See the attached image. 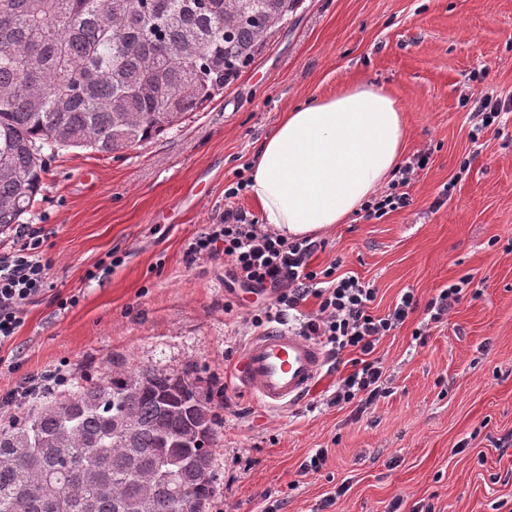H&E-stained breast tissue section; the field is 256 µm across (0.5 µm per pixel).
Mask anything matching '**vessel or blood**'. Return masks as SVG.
Here are the masks:
<instances>
[{
  "label": "vessel or blood",
  "mask_w": 512,
  "mask_h": 512,
  "mask_svg": "<svg viewBox=\"0 0 512 512\" xmlns=\"http://www.w3.org/2000/svg\"><path fill=\"white\" fill-rule=\"evenodd\" d=\"M321 347L292 329L274 327L253 336L238 365L240 387L266 407H291L317 384Z\"/></svg>",
  "instance_id": "obj_1"
}]
</instances>
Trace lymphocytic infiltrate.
<instances>
[{"label":"lymphocytic infiltrate","mask_w":512,"mask_h":512,"mask_svg":"<svg viewBox=\"0 0 512 512\" xmlns=\"http://www.w3.org/2000/svg\"><path fill=\"white\" fill-rule=\"evenodd\" d=\"M427 163V156L420 154L400 166L386 190L365 205L366 218L379 219L406 207L407 189ZM13 231L18 247L0 251V344L15 336L26 307L49 287L41 228L17 224ZM317 248V242L310 238H288L269 225L247 219L241 211L228 209L223 223L208 225L189 242L187 255L196 260L223 252L247 284L272 290L271 302L251 316L253 327L283 322L285 315L298 310L307 298L317 299V310L299 322L300 335L319 343L332 365H340L347 356L353 366L339 378L327 405L339 411L351 408L363 412L388 393L386 370L374 355L377 343L420 309L430 322H442L459 303L462 289L455 284L438 289L423 305L409 290L393 309L379 316L372 307L377 295L373 284L347 272L339 273L334 263L321 270L311 267Z\"/></svg>","instance_id":"obj_1"}]
</instances>
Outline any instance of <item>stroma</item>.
<instances>
[{
	"mask_svg": "<svg viewBox=\"0 0 512 512\" xmlns=\"http://www.w3.org/2000/svg\"><path fill=\"white\" fill-rule=\"evenodd\" d=\"M355 82L396 98L405 158L429 163L408 207L320 234L312 267L337 261L374 281L379 315L408 290L423 303L463 279L471 291L423 340L418 313L380 340L391 394L364 413L326 405L344 366L325 367L294 407L268 410L234 376L254 334L244 318L271 291L233 283L223 255L192 262L186 248L226 206L261 219L248 191L228 200L225 189L249 177L284 112ZM485 94L512 97V0H300L255 63L178 127L112 155L56 150L23 218L42 229L51 290L0 346V397L59 366L73 383L120 367L187 370L226 394L208 512H264L270 499L282 512H512V450L497 446L512 432V114L474 133ZM71 295L78 303L59 308ZM320 448L324 467L301 474Z\"/></svg>",
	"mask_w": 512,
	"mask_h": 512,
	"instance_id": "obj_1",
	"label": "stroma"
}]
</instances>
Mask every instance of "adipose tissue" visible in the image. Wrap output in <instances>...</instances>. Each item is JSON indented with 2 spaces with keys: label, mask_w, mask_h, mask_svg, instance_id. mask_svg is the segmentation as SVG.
Here are the masks:
<instances>
[{
  "label": "adipose tissue",
  "mask_w": 512,
  "mask_h": 512,
  "mask_svg": "<svg viewBox=\"0 0 512 512\" xmlns=\"http://www.w3.org/2000/svg\"><path fill=\"white\" fill-rule=\"evenodd\" d=\"M406 139L396 99L382 87L351 83L284 113L255 153L248 190L281 234L328 231L393 179Z\"/></svg>",
  "instance_id": "obj_1"
}]
</instances>
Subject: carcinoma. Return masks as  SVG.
I'll return each mask as SVG.
<instances>
[{
    "label": "carcinoma",
    "instance_id": "cac0c4a2",
    "mask_svg": "<svg viewBox=\"0 0 512 512\" xmlns=\"http://www.w3.org/2000/svg\"><path fill=\"white\" fill-rule=\"evenodd\" d=\"M299 0H0V228L48 153L112 154L213 101ZM136 423L128 437L112 423ZM216 415L189 373L120 368L0 422V512H207Z\"/></svg>",
    "mask_w": 512,
    "mask_h": 512
}]
</instances>
